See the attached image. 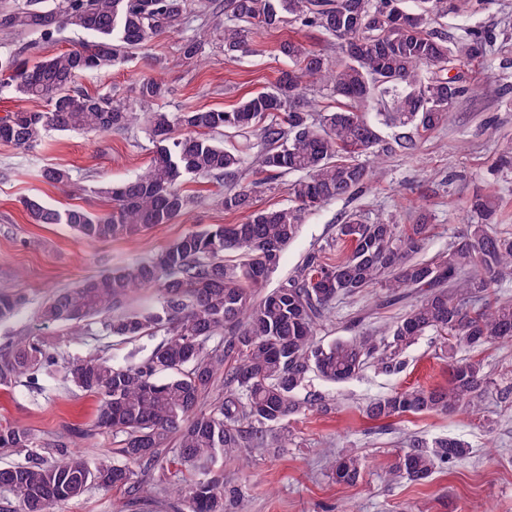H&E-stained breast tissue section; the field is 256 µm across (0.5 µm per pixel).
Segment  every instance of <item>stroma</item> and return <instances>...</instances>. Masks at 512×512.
Wrapping results in <instances>:
<instances>
[{"mask_svg": "<svg viewBox=\"0 0 512 512\" xmlns=\"http://www.w3.org/2000/svg\"><path fill=\"white\" fill-rule=\"evenodd\" d=\"M439 28L457 38L473 30L492 35L491 54L472 74L477 96L457 99L449 122L417 135L415 151L390 155L374 165L363 192L328 202L309 215L283 252L268 287H275L313 248L334 238L341 217L349 212L366 219L380 215L398 224L414 223L419 212H427L431 228L424 254L431 257L471 223L472 196L490 194L499 200L492 232L512 236V163L502 160L512 144V0H482L472 13L441 19ZM296 35L328 56L339 53L337 44L319 32L300 33L289 26L259 33L255 52L234 60L225 57L219 43H212L203 59L159 72L171 89L169 110L228 109L272 87L288 66L277 47ZM177 48L176 37H161L150 57L137 55L109 70L83 74L78 84L132 96L133 75L152 74L151 56L170 58ZM152 148L141 125L100 135L52 131L32 151L0 142V289L21 290L29 299L23 312L0 324V344L29 335L57 339L60 326L42 322L38 309L59 291L148 259L186 233L239 222V215L218 204L216 183L190 179L184 191L192 205L171 223L133 238L90 242L64 224L30 223L22 201L31 196L58 209L110 211L112 202L100 194V186L145 170ZM47 167L70 169L85 192L72 195L43 182L40 172ZM380 298L379 290L369 289L337 301L319 338L351 336L359 327L378 330L407 310L403 304L380 306ZM456 357L481 359L492 379L480 411L409 415L383 423L366 418L363 408L371 398L400 387L447 383L448 360L435 337L427 335L407 350L399 374L370 367L343 383L312 377L308 391L321 395L327 410L291 417L288 447L251 448L243 462L218 461L225 483L242 488L246 512H512V341L478 351L464 348ZM97 406L95 396L61 378L42 376L34 385L21 382L0 389V425L25 426L45 444L78 427L84 431L76 441L79 449L100 457L111 454L118 440L95 428ZM448 435L468 444L466 456L438 468L422 483L385 480L386 469L410 440ZM350 449L364 457V474L353 485L336 483L328 461ZM144 478L150 491L138 499L120 489L92 488L53 512H186L177 477L154 468Z\"/></svg>", "mask_w": 512, "mask_h": 512, "instance_id": "1", "label": "stroma"}]
</instances>
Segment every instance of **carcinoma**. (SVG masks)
<instances>
[{
  "label": "carcinoma",
  "instance_id": "cac0c4a2",
  "mask_svg": "<svg viewBox=\"0 0 512 512\" xmlns=\"http://www.w3.org/2000/svg\"><path fill=\"white\" fill-rule=\"evenodd\" d=\"M471 0H14L0 9V30L19 43L0 50V93L13 91L44 102L41 110L0 117V142L26 150L41 145L49 130L109 133L146 123L154 151L140 174L101 192L112 199L102 215L75 207L60 211L33 197L23 206L33 224H66L87 240L133 237L169 224L192 203L182 186L189 177L224 186L218 202L243 214L238 224H214L188 233L155 257L83 280L46 302L45 323L63 325L58 344L76 336H144L159 341L137 365H120L102 352L69 359L64 377L100 399L95 425L119 437L114 461L74 451L81 431L70 428L52 443L56 457L40 452L32 430L0 425V448L24 454V462L0 468V512H50L53 505L82 496L92 487L146 492L134 466L193 472L180 489L188 512H232L243 493L224 486L211 465L238 460L245 448H284L288 418L323 406L322 397H298L310 374L343 382L368 367L385 374L404 368L405 352L426 335L443 339L446 354L512 340V302L496 289L512 283V237L489 232L498 204L477 196L470 209L475 224L430 259L425 247L428 217L414 224L366 221L355 213L336 225V237L309 252L278 286L256 297L298 236L306 216L323 204L357 194L368 177L356 157L376 159L414 148L412 137L391 142L364 117L382 95L393 92L391 125L428 132L449 119L452 103L475 89L463 67L484 58L490 37L471 32L451 39L435 29L437 18L465 12ZM209 18L224 55L253 51L261 30L285 24L316 30L339 40L333 60L300 39L278 46L288 60L270 89L254 92L230 110L170 112L163 106L170 88L150 76L135 82L134 97L112 91L91 94L76 85L79 76L105 71L159 37H178L176 61H195L209 44L192 28ZM67 30L81 35L72 48L32 58L39 45ZM320 85L336 106L317 114L303 101L307 87ZM248 130L259 150L227 149L213 134ZM251 171L262 179L241 183ZM280 174H294L289 203L270 209L253 205L257 189ZM40 177L83 190L70 170L49 167ZM339 245L342 255L327 249ZM239 252L238 265L224 253ZM152 288L157 303L126 310L135 294ZM378 288L385 301L414 299L410 310L382 331L335 338L327 344L317 331L339 299ZM20 292L0 289V322L25 305ZM49 343L28 336L0 347V389L56 370ZM224 374V396L203 407L205 391ZM446 386L394 389L369 400L366 417L384 421L405 415L479 408L491 379L479 359L449 364ZM468 452L460 439L417 437L395 459L388 479H428L439 467ZM365 460L349 451L332 462L336 482L354 484Z\"/></svg>",
  "mask_w": 512,
  "mask_h": 512
}]
</instances>
